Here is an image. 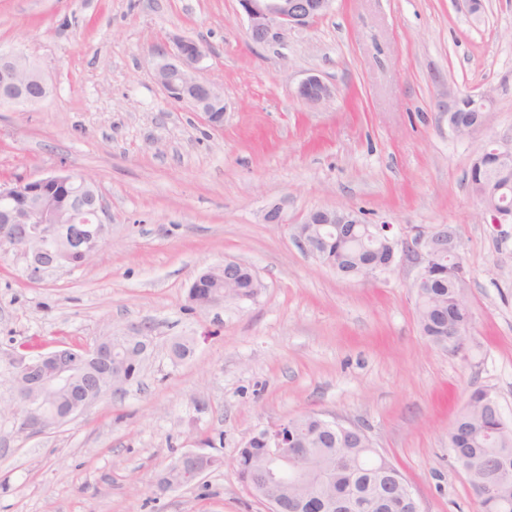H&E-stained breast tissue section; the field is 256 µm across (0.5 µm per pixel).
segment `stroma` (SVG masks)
<instances>
[{"label":"stroma","mask_w":512,"mask_h":512,"mask_svg":"<svg viewBox=\"0 0 512 512\" xmlns=\"http://www.w3.org/2000/svg\"><path fill=\"white\" fill-rule=\"evenodd\" d=\"M333 0L309 27L252 44L238 0H0V51L24 49L52 91L0 105V182L66 167L92 176L110 234L84 266L32 278L0 249V406L26 346L87 347L148 325L138 380L39 434L0 418V512H268L235 458L254 429L305 413L364 430L421 512H477L448 436L477 388L512 421V224L467 187L479 149L512 138V0ZM205 51L224 92L208 125L153 76L170 38ZM315 73L330 101L296 98ZM495 92L488 125L439 120L445 87ZM282 205L286 225L264 223ZM319 208L360 212L398 238L453 225L474 311L469 350L420 333L410 261L364 281L303 254L291 225ZM234 259L262 282L248 300L188 298L207 265ZM193 337L191 357L169 348ZM214 438L221 467L159 495L158 474Z\"/></svg>","instance_id":"35a3bbf8"}]
</instances>
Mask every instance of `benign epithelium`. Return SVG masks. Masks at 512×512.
Returning <instances> with one entry per match:
<instances>
[{"instance_id": "7a95c632", "label": "benign epithelium", "mask_w": 512, "mask_h": 512, "mask_svg": "<svg viewBox=\"0 0 512 512\" xmlns=\"http://www.w3.org/2000/svg\"><path fill=\"white\" fill-rule=\"evenodd\" d=\"M332 0H239L248 23V37L254 44L277 42L288 32L308 26L331 6ZM173 48L159 53L155 64L156 81L174 99L190 103L200 112L205 121L214 127L224 123V113L211 112L212 104L224 103V92L212 83L197 77L198 65L204 57L203 48L194 40L182 36L172 38ZM48 83L37 64L21 49L0 54V103L33 107L41 103L50 93ZM333 95L332 88L317 74L305 77L296 88V96L310 105H319ZM462 106V99L452 90H447L441 104L439 120L450 119L451 113ZM61 187L67 191L70 203L63 212L52 207L46 198L51 188ZM106 213L103 200L87 177L79 173L53 172L36 179H19L0 185V224L14 227L13 235L0 241V246L23 255L28 261L30 274L38 276L43 270L55 267H70L74 258L81 257L87 263L97 252L109 234V225L102 220ZM339 209H318L309 212L303 219L305 224H314L317 229L306 233L299 225H291L292 238L307 255L320 257L327 240L322 228L339 224ZM445 225L436 224L427 230L418 231L412 238L400 240L389 234L390 226H374L377 237L389 246L386 261L368 273L373 279L391 271L399 261L408 258L419 266V273L412 288L423 282L439 257L430 247L438 239ZM238 262L225 260L200 272L194 282L202 278L221 281L233 280L237 276ZM126 352L123 366L112 369L107 365L101 377L95 378L85 389L77 390L73 385V362L79 360L85 367L109 349L105 339H100L94 348L80 352H61L65 344L58 343L54 349L40 355L36 360L26 356L12 359L13 385L16 395L24 396L27 411L16 416L23 430L41 432L52 425L65 423L83 413L93 403L112 392H119L129 383L124 368L142 362L151 345L144 332L134 328L124 336ZM288 422L260 428L251 434L264 444L263 452L268 461V485L271 489L288 487L295 480L307 485L325 480L304 474L303 460L291 448L292 435ZM319 508L331 512H360L368 503L355 500H319Z\"/></svg>"}]
</instances>
